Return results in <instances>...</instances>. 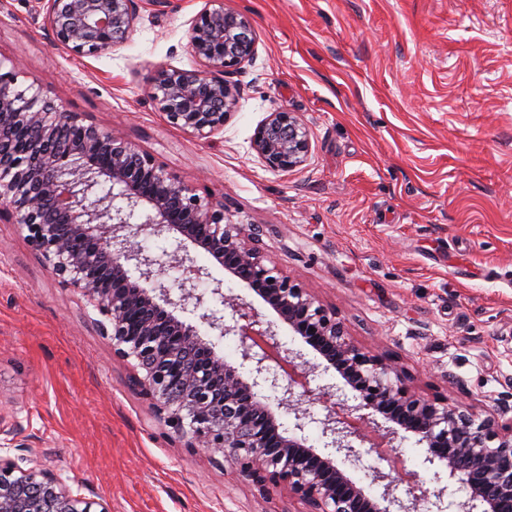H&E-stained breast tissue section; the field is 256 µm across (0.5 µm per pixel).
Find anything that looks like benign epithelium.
Instances as JSON below:
<instances>
[{"label": "benign epithelium", "instance_id": "7a95c632", "mask_svg": "<svg viewBox=\"0 0 512 512\" xmlns=\"http://www.w3.org/2000/svg\"><path fill=\"white\" fill-rule=\"evenodd\" d=\"M188 29V44L203 69L161 67L148 90L167 123L207 141L224 130L237 98L227 75L256 54L250 18L210 0ZM53 44L81 55L111 50L129 37L136 0H37ZM15 65L0 59V218L15 219L60 282L79 291L101 316L112 355L133 370L155 416L189 448H208L231 461L259 491L286 485L306 512H445L455 479L469 490L466 512H512V411L477 420L466 409L416 396L400 370L353 344L344 323L279 269L266 264L260 229L224 223V200H202L148 153L113 130L59 109L41 88L25 87ZM251 150L266 167L292 171L311 150L307 126L294 113L270 112L257 126ZM142 237L176 242L155 254ZM206 254L260 298L274 318L251 302L224 294V281L194 262ZM169 268L181 270L171 282ZM210 282L205 292L200 284ZM218 298L229 310L209 307ZM193 316L192 325L184 315ZM237 338L239 362L229 363L199 333ZM286 325L357 392L355 404L324 388H308L310 363L279 339ZM320 403V454L304 435L306 400ZM293 415L284 428L281 409ZM385 422L390 440L400 432L425 447L431 485L413 473L377 469L372 494L339 463L360 466L361 448ZM407 483V497L396 493ZM100 510H93V506ZM0 512H110L75 495L50 468H22L0 453Z\"/></svg>", "mask_w": 512, "mask_h": 512}]
</instances>
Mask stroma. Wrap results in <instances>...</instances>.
Returning <instances> with one entry per match:
<instances>
[{"mask_svg": "<svg viewBox=\"0 0 512 512\" xmlns=\"http://www.w3.org/2000/svg\"><path fill=\"white\" fill-rule=\"evenodd\" d=\"M248 15L238 104L204 142L147 93L162 66L200 69L188 46L208 0H138L127 41L96 56L53 45L35 0H0V58L60 109L122 134L224 221L256 225L264 253L392 360L418 395L477 419L512 395V0H223ZM277 110L307 125L292 171L250 148ZM19 224L0 223V441L110 512H303L153 417L131 370ZM364 448L369 470L430 479L413 436Z\"/></svg>", "mask_w": 512, "mask_h": 512, "instance_id": "stroma-1", "label": "stroma"}]
</instances>
